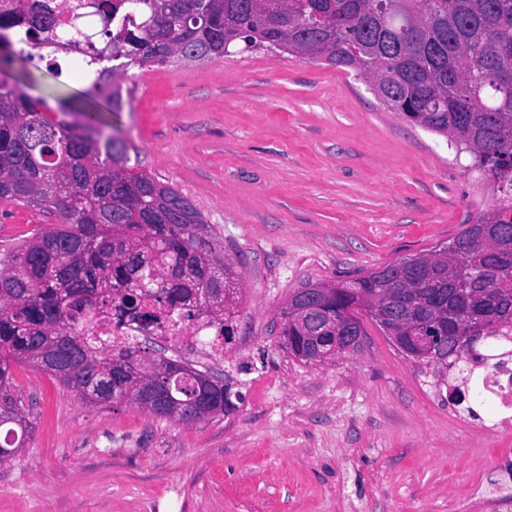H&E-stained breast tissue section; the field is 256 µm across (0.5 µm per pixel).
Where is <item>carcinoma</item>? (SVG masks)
I'll return each instance as SVG.
<instances>
[{
	"instance_id": "obj_1",
	"label": "carcinoma",
	"mask_w": 512,
	"mask_h": 512,
	"mask_svg": "<svg viewBox=\"0 0 512 512\" xmlns=\"http://www.w3.org/2000/svg\"><path fill=\"white\" fill-rule=\"evenodd\" d=\"M98 35L112 58L136 65L221 58L231 49L276 50L305 62L351 70L373 83L378 99L411 124L447 139L464 172L476 173L493 204L448 245L404 257L336 284L322 302L326 322L360 320L362 302L387 297L394 313L366 314L385 335L434 337L430 354L411 361L482 404L512 387V0H100ZM126 23L117 25L116 18ZM38 43L55 25L39 5L28 20ZM95 75L90 86L50 109L40 98L0 84V198L52 210L59 223L0 252V449L25 447L33 417L12 390L11 367L29 365L95 408L129 395L138 405L143 382L154 385L176 361L132 341L119 351L86 336L82 319L105 312L112 292L124 312L157 323L162 315L203 311L231 330L239 273L221 264L217 233L177 188L128 166L126 141L105 130L99 102L122 109V88ZM479 337L462 345L458 321H478ZM281 311V345L303 331ZM188 384L174 392L177 418L200 421L208 383L224 379L184 366Z\"/></svg>"
}]
</instances>
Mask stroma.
Listing matches in <instances>:
<instances>
[{"instance_id": "stroma-1", "label": "stroma", "mask_w": 512, "mask_h": 512, "mask_svg": "<svg viewBox=\"0 0 512 512\" xmlns=\"http://www.w3.org/2000/svg\"><path fill=\"white\" fill-rule=\"evenodd\" d=\"M0 81L54 101L89 85L11 47ZM105 122L129 163L188 196L224 239L244 299L213 358L140 343L229 375L236 411L182 424L118 403L92 409L29 366L23 452L0 465V512H512V426L473 420L370 319L357 351L308 364L279 344L297 288L341 283L452 239L492 197L445 138L384 109L364 80L279 52L133 66ZM0 199V248L56 223Z\"/></svg>"}]
</instances>
